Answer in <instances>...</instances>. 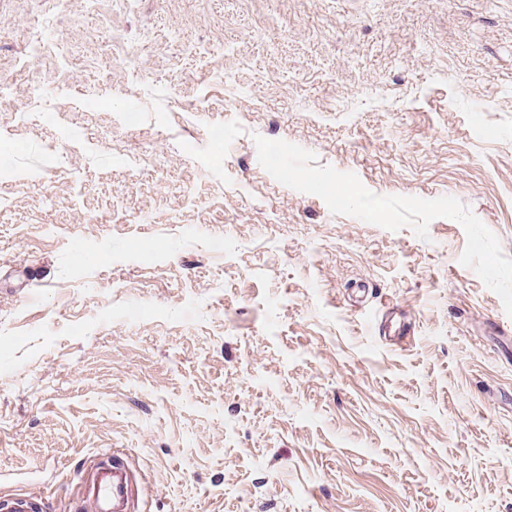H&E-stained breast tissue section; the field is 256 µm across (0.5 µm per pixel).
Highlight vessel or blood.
<instances>
[{
	"label": "vessel or blood",
	"instance_id": "1",
	"mask_svg": "<svg viewBox=\"0 0 512 512\" xmlns=\"http://www.w3.org/2000/svg\"><path fill=\"white\" fill-rule=\"evenodd\" d=\"M86 484L80 512H136L138 474L128 463L118 459L97 463L87 471Z\"/></svg>",
	"mask_w": 512,
	"mask_h": 512
}]
</instances>
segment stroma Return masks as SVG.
<instances>
[{"label":"stroma","instance_id":"35a3bbf8","mask_svg":"<svg viewBox=\"0 0 512 512\" xmlns=\"http://www.w3.org/2000/svg\"><path fill=\"white\" fill-rule=\"evenodd\" d=\"M0 15V70L39 92L0 110V502L75 512L84 463L119 451L148 512H512V317L462 226L332 214L253 140L455 197L512 258V0ZM394 305L401 346L378 332Z\"/></svg>","mask_w":512,"mask_h":512}]
</instances>
